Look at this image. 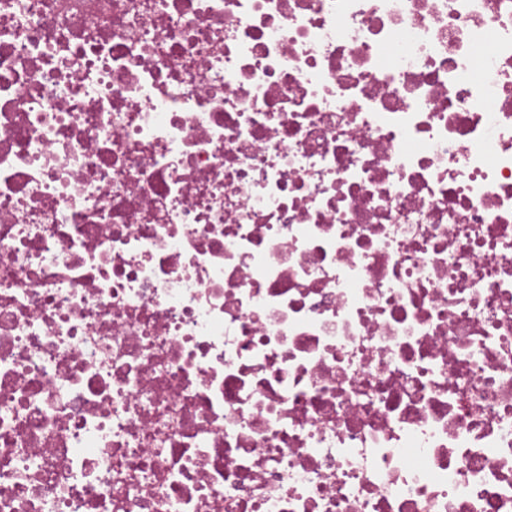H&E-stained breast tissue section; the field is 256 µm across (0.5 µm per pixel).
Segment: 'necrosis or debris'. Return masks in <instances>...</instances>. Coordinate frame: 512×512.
<instances>
[{
	"label": "necrosis or debris",
	"mask_w": 512,
	"mask_h": 512,
	"mask_svg": "<svg viewBox=\"0 0 512 512\" xmlns=\"http://www.w3.org/2000/svg\"><path fill=\"white\" fill-rule=\"evenodd\" d=\"M0 512H512V0H0Z\"/></svg>",
	"instance_id": "4bbe7bcc"
}]
</instances>
